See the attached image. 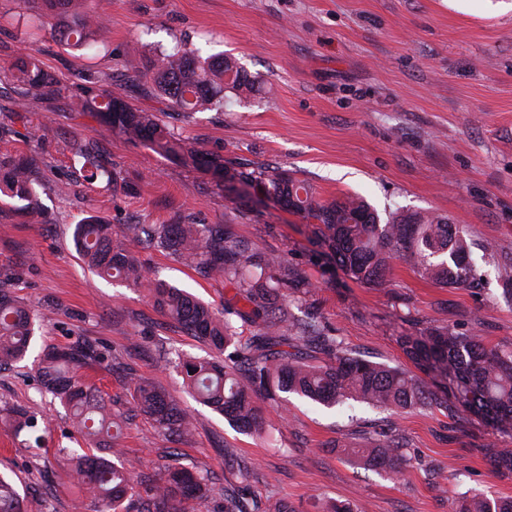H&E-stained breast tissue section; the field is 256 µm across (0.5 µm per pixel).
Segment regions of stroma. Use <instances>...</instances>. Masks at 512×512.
Masks as SVG:
<instances>
[{
    "label": "stroma",
    "mask_w": 512,
    "mask_h": 512,
    "mask_svg": "<svg viewBox=\"0 0 512 512\" xmlns=\"http://www.w3.org/2000/svg\"><path fill=\"white\" fill-rule=\"evenodd\" d=\"M37 12L36 0H0V124L30 161L42 206L30 215L0 194V287L43 316L25 360L0 371V410L27 408L42 437L35 445L0 426V472L12 476L28 512H76L66 451L84 440L60 403L39 393L37 365L42 347L79 338L106 355L87 368L89 379L114 409L134 415L120 439L124 460L149 475L170 465L210 475L206 501H183L182 512H219L228 489L293 512L336 501L355 512H448L460 494L512 498V473L490 466L497 449L512 448V435L475 415L327 408L292 394L279 405L260 399V433L235 430L187 394L180 370L162 359L206 357L212 348L160 314L146 289L92 273L72 241L90 215L114 225L190 216L223 225L256 254L287 259L304 285L289 312L301 319L316 311L330 335L372 362L409 367L400 338L426 327L512 345V299L502 294L512 276V0H111L94 53L61 45ZM19 13L32 19L44 69L69 85L90 69H119L134 42L155 51L183 40L202 55L234 57L255 82L249 99L163 122L225 162L293 171L320 199L360 196L383 218L431 213L463 226L479 286L434 284L402 260L386 287L356 283L301 217L255 192L225 191L211 170L128 141L65 100L25 94L11 76L23 50L11 25ZM19 109L24 120H12ZM45 125L52 133L43 143L34 132ZM89 139L124 191L72 175L62 147ZM132 251L145 280L215 309L245 306L234 285L203 279L165 251ZM137 378L193 416L188 440L171 442L136 413ZM383 429L404 440L402 472L367 470L337 454V444H361Z\"/></svg>",
    "instance_id": "obj_1"
}]
</instances>
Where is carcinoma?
I'll use <instances>...</instances> for the list:
<instances>
[{
    "mask_svg": "<svg viewBox=\"0 0 512 512\" xmlns=\"http://www.w3.org/2000/svg\"><path fill=\"white\" fill-rule=\"evenodd\" d=\"M59 40L72 48L89 45L101 26L96 10L83 11L75 0H39ZM14 77L34 95L68 101L73 112L95 115L131 141L149 146L165 156L184 155L222 176V182L258 187L282 208L317 225L319 238L334 253L337 263L355 281L380 287L397 258L410 261L422 278L441 285L463 287L479 279L470 261L463 227L434 216L395 211L386 222L358 197L331 202L318 199L311 186L279 167L229 166L224 158L196 149L176 136L156 114L132 107L109 86L127 77L150 91L163 105L161 111L190 118L198 112L224 111V97L253 92L246 70L231 57L202 59L187 45H177L153 56L136 48L126 51L120 72L94 71L79 87L60 83L45 72L35 53L25 51L13 64ZM0 136V183L21 209L37 211L40 202L33 170L9 149ZM74 173L83 181L105 183L118 192V176L98 159L90 142L69 146ZM130 239L144 248L173 254L206 279L234 282L250 310L234 313L258 326L256 334L241 339L226 310L218 312L179 288L147 282L142 266L123 243ZM74 246L102 276L119 278L145 287L154 306L188 334L227 353L224 360L177 357L188 390L204 405L224 414L243 431L260 430L256 397L275 399L276 393H296L323 405L348 401L399 413L444 408L448 415L472 413L493 428L512 432V349L489 345L477 335L448 327L427 328L400 337L406 355L417 369L437 375L446 384L436 392L412 371L356 357L335 336L323 332L315 314L298 322L288 313V289L301 284L288 280V264L281 256H259L224 232L222 224H201L194 219L175 224H124L118 228L98 216H89L73 231ZM38 315L0 289V367L22 361L29 351ZM317 344L326 359L310 360L303 349ZM103 358L92 345L80 340L66 347L47 345L38 365L41 389L70 412L74 424L92 453L72 455V478L81 491L93 493L106 512H178L176 501L204 500L208 489L202 475L167 469L154 480L135 477L120 460L121 449L112 441L122 434L124 419L112 411L98 388L81 370ZM134 394L139 411L178 443L191 434L192 420L153 383L137 379ZM0 423L20 434L36 427L37 418L24 407H13ZM109 447L112 457L100 454ZM361 466L392 472L406 461L403 444L395 439L366 448L343 449ZM451 512H512V498L459 497ZM0 512H24L23 499L12 481L0 476ZM221 512H291L286 505L270 509L235 494L224 495Z\"/></svg>",
    "mask_w": 512,
    "mask_h": 512,
    "instance_id": "obj_1",
    "label": "carcinoma"
}]
</instances>
